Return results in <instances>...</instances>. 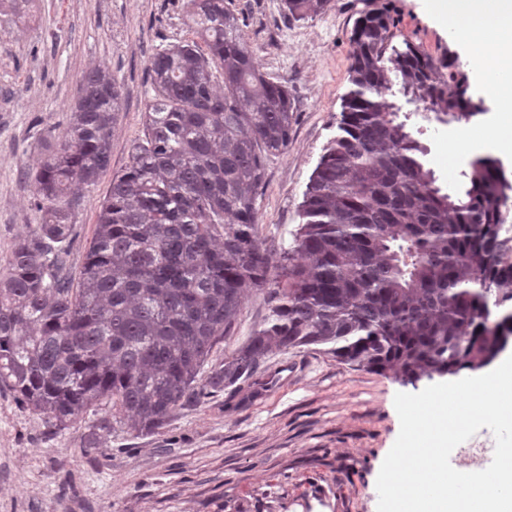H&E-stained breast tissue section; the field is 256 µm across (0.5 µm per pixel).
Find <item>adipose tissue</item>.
Here are the masks:
<instances>
[{
    "label": "adipose tissue",
    "mask_w": 512,
    "mask_h": 512,
    "mask_svg": "<svg viewBox=\"0 0 512 512\" xmlns=\"http://www.w3.org/2000/svg\"><path fill=\"white\" fill-rule=\"evenodd\" d=\"M430 8L441 20L469 23L472 68L494 80L500 104L479 141L484 150L503 154L502 142L512 136V0H431Z\"/></svg>",
    "instance_id": "1"
}]
</instances>
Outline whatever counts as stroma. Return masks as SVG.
Segmentation results:
<instances>
[{
    "mask_svg": "<svg viewBox=\"0 0 512 512\" xmlns=\"http://www.w3.org/2000/svg\"><path fill=\"white\" fill-rule=\"evenodd\" d=\"M261 72L287 81L294 102L287 150L266 163L259 232L271 258L290 248L299 206L323 148L336 132L348 92L351 34L358 17L387 5L398 40L467 66L466 41L436 19L425 0H333L325 14L294 21L283 0H224ZM186 0H29L24 18L0 22V268L14 244L44 222L23 171L34 169L65 133L82 75L108 68L123 110L112 128L110 172L75 211L65 272L78 277L114 172L144 136L154 91L150 58L194 39ZM438 185L466 188L475 154L448 147L472 125L411 114ZM269 314L250 294L208 363L232 356ZM420 385L393 372L338 363L317 346L266 357L252 378L180 409L155 434L112 431L103 410L58 430L0 392V512H377L376 480L400 430L396 393ZM488 428L457 446L451 464L487 468Z\"/></svg>",
    "mask_w": 512,
    "mask_h": 512,
    "instance_id": "obj_1",
    "label": "stroma"
}]
</instances>
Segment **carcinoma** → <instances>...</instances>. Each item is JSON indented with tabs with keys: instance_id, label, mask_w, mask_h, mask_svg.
<instances>
[{
	"instance_id": "carcinoma-1",
	"label": "carcinoma",
	"mask_w": 512,
	"mask_h": 512,
	"mask_svg": "<svg viewBox=\"0 0 512 512\" xmlns=\"http://www.w3.org/2000/svg\"><path fill=\"white\" fill-rule=\"evenodd\" d=\"M283 2L298 21L332 0ZM188 7L200 41L150 59L145 137L112 175L75 284L62 271L76 191L109 169L121 110L108 69L84 73L70 128L28 175L46 218L0 269V390L54 428L104 402L113 430L155 433L191 401L247 381L273 351L326 346L340 363L411 383L491 366L512 345V179L483 156L465 193L443 191L385 98L396 86L467 125L481 106L461 71L394 44L386 7L357 19L336 135L274 275L257 198L267 160L291 139L288 82L259 71L224 0ZM256 291L267 322L204 370Z\"/></svg>"
}]
</instances>
